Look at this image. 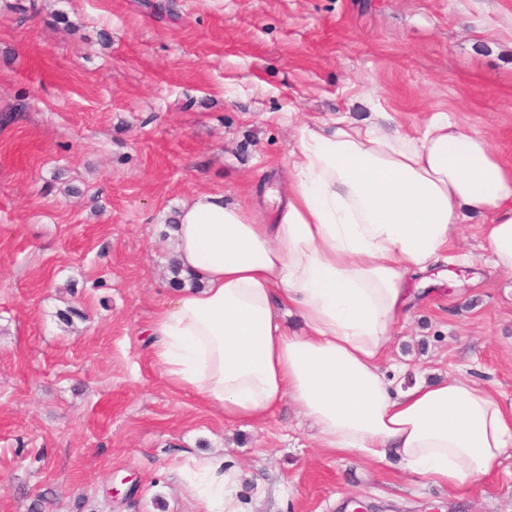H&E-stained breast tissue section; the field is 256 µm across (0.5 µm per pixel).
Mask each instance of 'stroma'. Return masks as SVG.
I'll list each match as a JSON object with an SVG mask.
<instances>
[{
  "mask_svg": "<svg viewBox=\"0 0 512 512\" xmlns=\"http://www.w3.org/2000/svg\"><path fill=\"white\" fill-rule=\"evenodd\" d=\"M376 110L459 113L512 160V0H0V512H197L187 452L252 512H512V447L454 496L319 448L287 401L226 423L149 355L170 214L217 192L267 223L297 127ZM458 249L389 357L510 408L512 274L477 224Z\"/></svg>",
  "mask_w": 512,
  "mask_h": 512,
  "instance_id": "stroma-1",
  "label": "stroma"
}]
</instances>
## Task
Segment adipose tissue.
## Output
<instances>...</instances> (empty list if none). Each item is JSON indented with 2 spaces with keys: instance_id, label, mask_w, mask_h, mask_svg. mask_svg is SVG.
Masks as SVG:
<instances>
[{
  "instance_id": "obj_1",
  "label": "adipose tissue",
  "mask_w": 512,
  "mask_h": 512,
  "mask_svg": "<svg viewBox=\"0 0 512 512\" xmlns=\"http://www.w3.org/2000/svg\"><path fill=\"white\" fill-rule=\"evenodd\" d=\"M390 121L345 112L299 125L268 223L219 193L183 202L174 254L197 284L157 313L152 356L225 421L264 423L288 399L319 447L455 492L512 447V412L473 377L404 388L382 365L411 277L447 261L462 224L479 218L488 262L512 273V164L448 113L420 130ZM292 316L302 332L289 331ZM179 475L199 512H248L222 455L189 457Z\"/></svg>"
}]
</instances>
